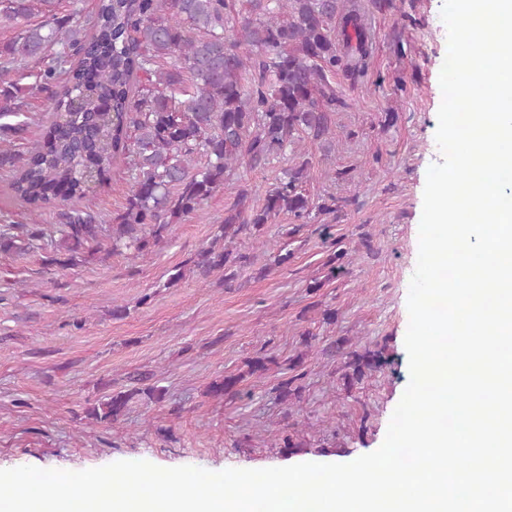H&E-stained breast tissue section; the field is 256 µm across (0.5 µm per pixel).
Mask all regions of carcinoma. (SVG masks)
Instances as JSON below:
<instances>
[{
    "label": "carcinoma",
    "mask_w": 512,
    "mask_h": 512,
    "mask_svg": "<svg viewBox=\"0 0 512 512\" xmlns=\"http://www.w3.org/2000/svg\"><path fill=\"white\" fill-rule=\"evenodd\" d=\"M391 10L396 0H97L83 17L66 0H0V31L12 32L0 39V168L11 172L9 189L30 219L0 229V251L53 247L67 253L64 268L86 262L105 239L112 254L144 255L239 168H264L306 137L331 138V114L348 107L336 77L351 89L362 82L375 40L370 16ZM28 94L50 101L51 131L41 140L27 139ZM116 165L129 191L114 224L69 206L53 231L40 227L60 188L67 201L84 199L85 171L104 184ZM308 176L304 159L256 208L252 189L239 186L223 234L245 224L259 232L283 211L301 224L314 211H336L333 196L311 202ZM248 261L210 246L195 265L209 273ZM380 363L369 352L348 365L358 379ZM238 382L226 376L208 393L233 397ZM139 395L159 401L165 389L115 392L88 414L116 422Z\"/></svg>",
    "instance_id": "1"
}]
</instances>
